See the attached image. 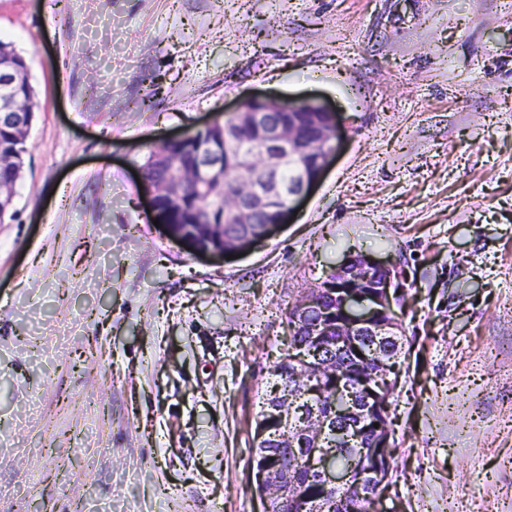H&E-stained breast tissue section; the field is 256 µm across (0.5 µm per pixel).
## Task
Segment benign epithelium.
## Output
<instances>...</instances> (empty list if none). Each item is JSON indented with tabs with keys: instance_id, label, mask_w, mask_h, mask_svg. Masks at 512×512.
<instances>
[{
	"instance_id": "1",
	"label": "benign epithelium",
	"mask_w": 512,
	"mask_h": 512,
	"mask_svg": "<svg viewBox=\"0 0 512 512\" xmlns=\"http://www.w3.org/2000/svg\"><path fill=\"white\" fill-rule=\"evenodd\" d=\"M16 72L0 66V123L26 124L30 103L15 93ZM211 138L197 145L193 164L173 170L163 181L146 177L141 180L146 188L154 217L175 238L190 245L200 254L221 255L243 250L253 244V227L261 226V238L269 237L276 229L288 223L294 204L304 199L320 179L335 151L336 119L334 113L318 101L284 104L270 97H255L233 114L230 122H211L201 127ZM256 161V166H240L235 174L234 192L225 199L224 210L230 223L242 228L241 239L229 247L224 246V225L199 224L191 233L169 222L167 215L178 212L185 205V188L202 178L222 175L225 163L238 152L239 147ZM297 166L290 181H283L278 173ZM342 285L324 283L297 302L296 315L300 316L310 335L319 334L324 311L319 294L326 292L336 299L338 312L349 328L370 336H380V327L373 322L377 313L392 310L400 299L401 282L397 266L376 264L368 257L360 259L350 254L336 267ZM383 279H378L379 275ZM285 450L287 468L302 463L310 464L321 481L325 492H336L350 485L352 473L336 470L326 459H316L315 448H306L316 442V428H303L297 434L285 433L279 438ZM366 492L360 498L373 503L379 501L386 478L380 469L367 472ZM257 480L264 486V510H271L274 501L282 509L294 495V485L281 487L273 474L262 470Z\"/></svg>"
}]
</instances>
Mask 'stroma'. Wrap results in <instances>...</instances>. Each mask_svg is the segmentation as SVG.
<instances>
[{
  "label": "stroma",
  "instance_id": "1",
  "mask_svg": "<svg viewBox=\"0 0 512 512\" xmlns=\"http://www.w3.org/2000/svg\"><path fill=\"white\" fill-rule=\"evenodd\" d=\"M39 108L0 224V512H263L258 396L347 254L400 265L376 512H512V0H0ZM256 94L341 123L234 257L135 177Z\"/></svg>",
  "mask_w": 512,
  "mask_h": 512
}]
</instances>
